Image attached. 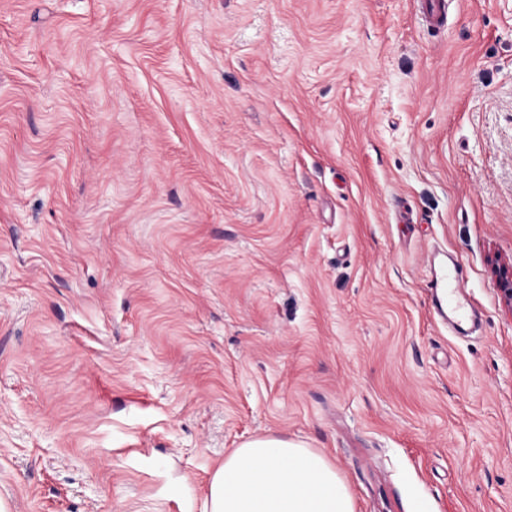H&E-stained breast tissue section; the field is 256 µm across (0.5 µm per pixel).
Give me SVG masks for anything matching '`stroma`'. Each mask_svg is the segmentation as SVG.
Masks as SVG:
<instances>
[{"instance_id": "obj_1", "label": "stroma", "mask_w": 512, "mask_h": 512, "mask_svg": "<svg viewBox=\"0 0 512 512\" xmlns=\"http://www.w3.org/2000/svg\"><path fill=\"white\" fill-rule=\"evenodd\" d=\"M495 262L512 0H0L8 512H203L260 436L356 512H512ZM448 275V262L433 256L434 274L428 282L431 307L436 316L457 333H467L475 315V307L467 297L466 274L463 267L452 261ZM437 266V270H436Z\"/></svg>"}]
</instances>
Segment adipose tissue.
<instances>
[{
    "label": "adipose tissue",
    "mask_w": 512,
    "mask_h": 512,
    "mask_svg": "<svg viewBox=\"0 0 512 512\" xmlns=\"http://www.w3.org/2000/svg\"><path fill=\"white\" fill-rule=\"evenodd\" d=\"M205 512H355L332 462L299 441L254 438L212 475Z\"/></svg>",
    "instance_id": "1"
}]
</instances>
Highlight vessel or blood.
<instances>
[{
    "instance_id": "1",
    "label": "vessel or blood",
    "mask_w": 512,
    "mask_h": 512,
    "mask_svg": "<svg viewBox=\"0 0 512 512\" xmlns=\"http://www.w3.org/2000/svg\"><path fill=\"white\" fill-rule=\"evenodd\" d=\"M435 272L428 282L431 307L436 316L456 332H467L475 315V307L466 289V274L461 265H447L433 257Z\"/></svg>"
}]
</instances>
